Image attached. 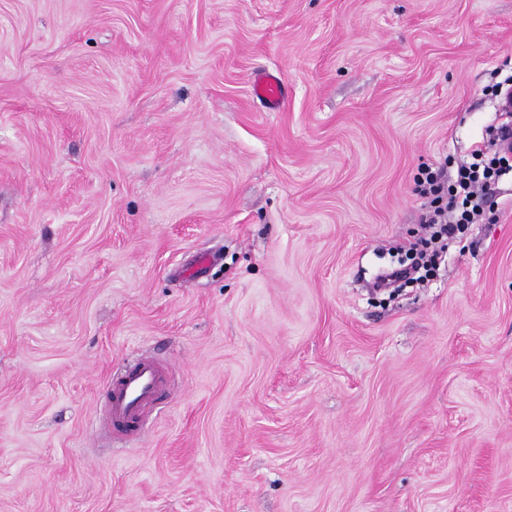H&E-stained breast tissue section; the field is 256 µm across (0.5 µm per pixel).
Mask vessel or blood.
<instances>
[{"label":"vessel or blood","mask_w":512,"mask_h":512,"mask_svg":"<svg viewBox=\"0 0 512 512\" xmlns=\"http://www.w3.org/2000/svg\"><path fill=\"white\" fill-rule=\"evenodd\" d=\"M251 94L263 101L268 110L279 111L285 104V86L278 73L262 70L251 82ZM168 367L157 360L144 358L109 378L108 414L112 431L121 438L139 435L144 422L159 397L169 387Z\"/></svg>","instance_id":"b4317fda"}]
</instances>
